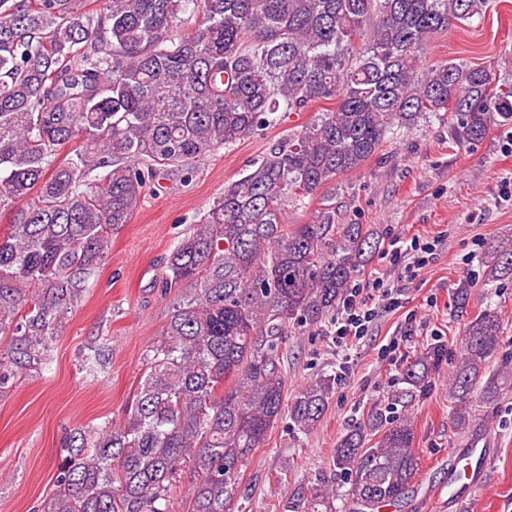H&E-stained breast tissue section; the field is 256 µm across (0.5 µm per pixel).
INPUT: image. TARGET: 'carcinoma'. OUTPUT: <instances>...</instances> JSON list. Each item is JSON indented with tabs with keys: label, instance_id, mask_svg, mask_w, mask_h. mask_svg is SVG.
<instances>
[{
	"label": "carcinoma",
	"instance_id": "cac0c4a2",
	"mask_svg": "<svg viewBox=\"0 0 512 512\" xmlns=\"http://www.w3.org/2000/svg\"><path fill=\"white\" fill-rule=\"evenodd\" d=\"M484 0H0V390L49 364L63 324L91 288L112 230L130 222L151 183L188 176L317 101H336L224 185L172 248L161 288L172 297L161 339L124 419L79 426L59 450L40 512H234L240 474L267 432L322 418L335 379L288 398L280 352L288 328L336 312L377 246L362 224L288 227L287 208L361 168L420 121L450 117L473 143L512 123V73L462 60L419 68L423 46L480 14ZM198 19L181 31L187 17ZM79 140L66 155L61 152ZM487 281L512 277V238L490 247ZM498 315L464 325L448 382L457 429L490 405L512 370L490 371ZM448 349L432 344L402 369L391 408L337 442L333 465L362 512L396 504L418 470L405 410L430 391ZM105 345L81 352L86 375ZM319 479L288 490L282 512H333Z\"/></svg>",
	"mask_w": 512,
	"mask_h": 512
}]
</instances>
